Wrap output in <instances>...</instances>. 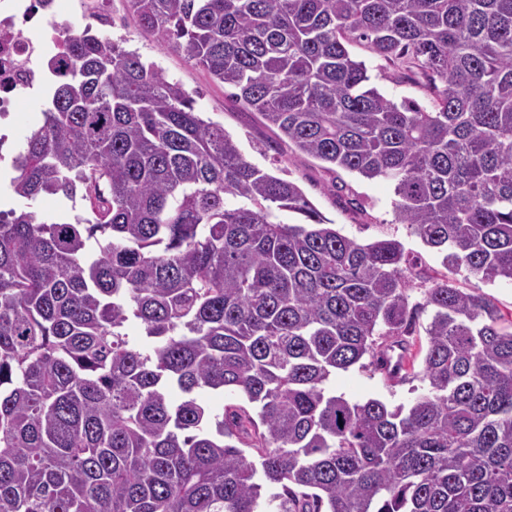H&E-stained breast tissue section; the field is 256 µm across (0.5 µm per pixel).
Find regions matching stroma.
Returning <instances> with one entry per match:
<instances>
[{"label":"stroma","instance_id":"obj_1","mask_svg":"<svg viewBox=\"0 0 512 512\" xmlns=\"http://www.w3.org/2000/svg\"><path fill=\"white\" fill-rule=\"evenodd\" d=\"M112 38L126 49L139 51L144 58L156 62L168 78L180 82L195 99L196 109L223 124L249 162L273 174L286 169L319 213L342 234L362 243L385 236L397 238L406 248L420 252L426 275L442 271L441 255L422 247L406 225L396 223L394 187L390 182L366 180L341 169L331 173L318 161L297 159L280 132L237 99L231 88L214 83L205 71L188 63L180 53L163 48L152 32L140 27L129 13L126 0H112ZM350 51L365 61L372 84L385 97L428 105L425 86L397 79L392 68L376 57L367 44L352 45ZM330 386L354 402L378 398L392 405H406L420 392L423 383L416 376L405 382H390L367 364L337 372L331 377Z\"/></svg>","mask_w":512,"mask_h":512}]
</instances>
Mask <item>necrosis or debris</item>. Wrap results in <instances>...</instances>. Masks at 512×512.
Masks as SVG:
<instances>
[{"instance_id": "1", "label": "necrosis or debris", "mask_w": 512, "mask_h": 512, "mask_svg": "<svg viewBox=\"0 0 512 512\" xmlns=\"http://www.w3.org/2000/svg\"><path fill=\"white\" fill-rule=\"evenodd\" d=\"M59 0H0V121L42 88L49 64L61 55L63 27L87 30L111 26V14L96 0H73L61 20Z\"/></svg>"}]
</instances>
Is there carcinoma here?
<instances>
[{"mask_svg":"<svg viewBox=\"0 0 512 512\" xmlns=\"http://www.w3.org/2000/svg\"><path fill=\"white\" fill-rule=\"evenodd\" d=\"M126 2L298 157L394 184L449 271L426 387L327 388L366 356L411 375L418 254L343 235L155 63L66 28L0 209V512H265L268 487L275 512H512V314L453 278L512 281V0ZM361 41L429 106L369 86ZM220 389L247 405L213 413ZM363 363L364 367L360 364ZM361 363L347 371H337L330 379V387L336 394H343L351 401H365L379 398L391 405H408L421 391L423 382L420 377H412L405 382L392 383L382 376L379 370L370 365L366 356Z\"/></svg>","mask_w":512,"mask_h":512,"instance_id":"obj_1","label":"carcinoma"}]
</instances>
